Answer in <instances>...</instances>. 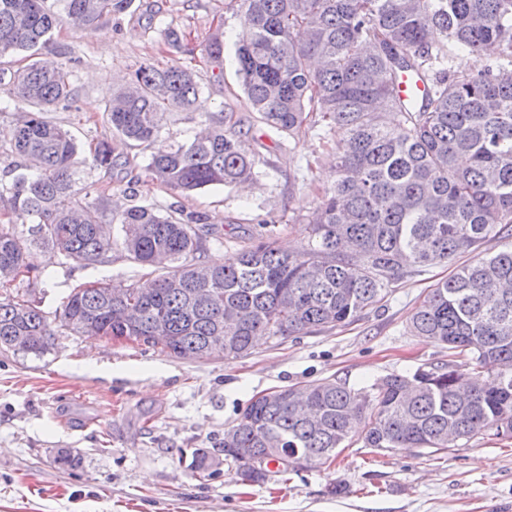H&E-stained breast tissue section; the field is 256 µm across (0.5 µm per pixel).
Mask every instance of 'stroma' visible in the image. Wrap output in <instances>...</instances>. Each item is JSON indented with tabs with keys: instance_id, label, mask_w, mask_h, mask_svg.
<instances>
[{
	"instance_id": "1",
	"label": "stroma",
	"mask_w": 512,
	"mask_h": 512,
	"mask_svg": "<svg viewBox=\"0 0 512 512\" xmlns=\"http://www.w3.org/2000/svg\"><path fill=\"white\" fill-rule=\"evenodd\" d=\"M186 33L165 43L160 29ZM224 29V75L199 66L204 85L196 112L167 113L162 137L179 140L203 112L224 115L266 165L238 190L217 187L184 197L154 179L147 159L113 134L104 102L143 63L190 64L215 27ZM239 18L230 0H134L93 30L57 27L42 52L71 72L76 102L48 112L81 150L100 141L116 148L112 170L80 165V177L110 188L119 211L149 204L161 212H200L220 239H207L202 262L273 236L293 252L308 242L304 223L336 179L333 143L304 129L287 136L262 123L240 99L234 62ZM34 281L26 288L48 319L71 290L88 282H152L150 268L113 248L106 263L81 269L56 251L31 247ZM455 263L407 274L379 308L345 327L283 340L260 339L244 358L187 361L128 339L74 336L59 330L44 358L0 353V512H501L512 506V438L479 435L445 452L418 448L375 453L353 435L325 464L262 484L223 468L214 479L192 476L190 452L220 447L259 394L325 378L352 385L392 373L447 364V349L411 335L408 320ZM79 463L59 465L60 449Z\"/></svg>"
}]
</instances>
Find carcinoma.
I'll use <instances>...</instances> for the list:
<instances>
[{
  "label": "carcinoma",
  "instance_id": "cac0c4a2",
  "mask_svg": "<svg viewBox=\"0 0 512 512\" xmlns=\"http://www.w3.org/2000/svg\"><path fill=\"white\" fill-rule=\"evenodd\" d=\"M0 0V59L35 55L55 27L95 29L132 0ZM240 19L236 72L247 106L283 133L307 125L333 138L336 182L312 212L308 247L293 254L266 240L218 266L199 260L216 235L200 213L162 214L132 205L108 214L78 186V146L48 121L69 107L70 71L35 60L0 69L10 104L25 109L11 152L27 164L0 180L4 214L30 219L27 233L0 223V351L41 359L57 331L13 283L30 278L31 245L58 250L80 268L112 252V224L135 263L160 272L147 289L92 282L72 289L60 326L75 335L128 338L184 360L247 356L256 337L285 339L344 326L380 302L416 267L476 252L512 224V0H234ZM203 61L223 69L216 28ZM422 74L425 96L401 100L397 84ZM197 71L144 64L112 92V131L149 151L147 169L182 193L255 180L259 161L224 120L200 114L202 130L161 139L163 117L195 110ZM98 142L92 167L112 169ZM408 329L487 376L459 387L455 365L389 374L363 385L324 379L269 392L224 430L223 461L243 480L326 463L363 431L364 447L456 448L491 432L512 436V248L465 264L426 295ZM192 453V475L208 480L222 461ZM305 466H300L299 462Z\"/></svg>",
  "mask_w": 512,
  "mask_h": 512
}]
</instances>
